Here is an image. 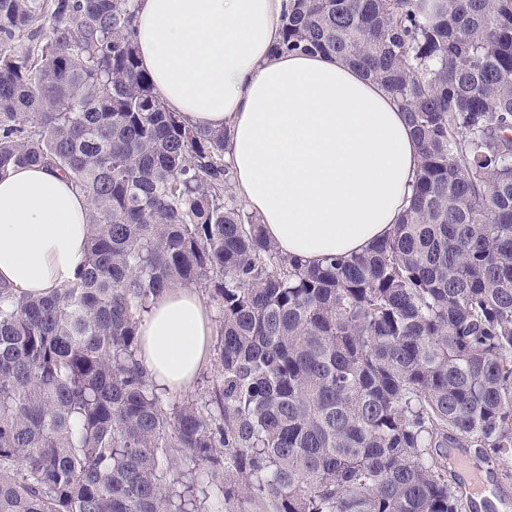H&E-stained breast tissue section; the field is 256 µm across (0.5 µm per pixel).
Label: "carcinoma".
<instances>
[{
  "instance_id": "carcinoma-1",
  "label": "carcinoma",
  "mask_w": 512,
  "mask_h": 512,
  "mask_svg": "<svg viewBox=\"0 0 512 512\" xmlns=\"http://www.w3.org/2000/svg\"><path fill=\"white\" fill-rule=\"evenodd\" d=\"M136 0H0V178L49 165L87 250L45 296L0 288V512H466L448 449L512 458V0H289L277 50L335 54L408 113L392 234L306 266L234 190L230 133L159 101ZM49 39L39 40L43 29ZM219 310L216 374L165 402L139 327L165 289ZM195 463L189 460V457L178 460V469H193V475L195 473L196 480L200 483L201 487L205 490L206 499L204 500L203 512H224V497L222 493V484L218 481H212L210 474L207 476L206 472L208 467L200 462L194 466ZM195 471V472H194ZM209 481V482H208Z\"/></svg>"
}]
</instances>
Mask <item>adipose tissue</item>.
Wrapping results in <instances>:
<instances>
[{"mask_svg": "<svg viewBox=\"0 0 512 512\" xmlns=\"http://www.w3.org/2000/svg\"><path fill=\"white\" fill-rule=\"evenodd\" d=\"M285 0H138L135 44L170 111L228 129L236 190L283 254L318 263L391 233L420 162L393 97L340 59L278 54ZM90 204L59 170L0 179V287L45 295L76 278ZM198 292L153 302L138 358L159 386L186 388L208 356Z\"/></svg>", "mask_w": 512, "mask_h": 512, "instance_id": "obj_1", "label": "adipose tissue"}]
</instances>
